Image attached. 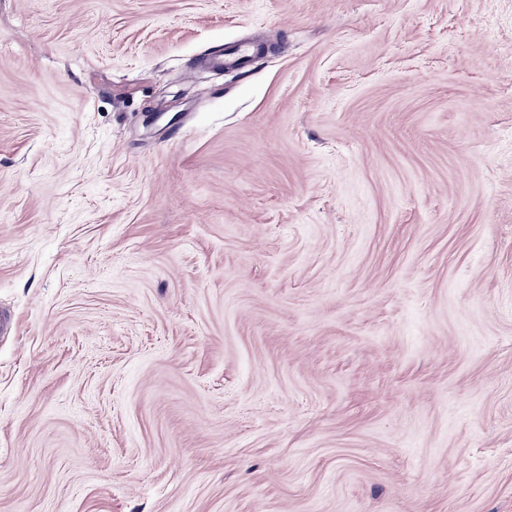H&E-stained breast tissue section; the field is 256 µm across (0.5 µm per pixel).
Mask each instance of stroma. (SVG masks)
Returning a JSON list of instances; mask_svg holds the SVG:
<instances>
[{"label": "stroma", "instance_id": "obj_1", "mask_svg": "<svg viewBox=\"0 0 512 512\" xmlns=\"http://www.w3.org/2000/svg\"><path fill=\"white\" fill-rule=\"evenodd\" d=\"M0 312V512H512V0H0Z\"/></svg>", "mask_w": 512, "mask_h": 512}]
</instances>
